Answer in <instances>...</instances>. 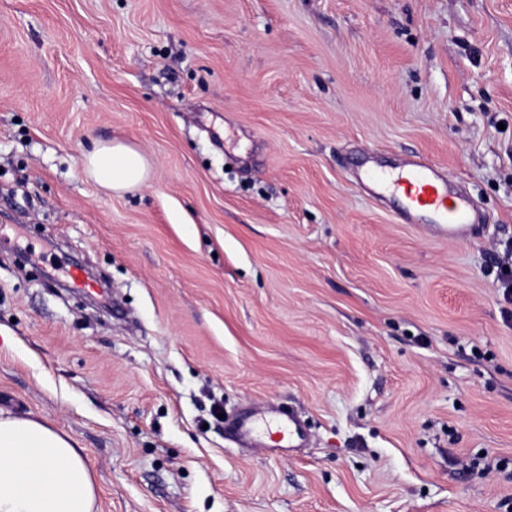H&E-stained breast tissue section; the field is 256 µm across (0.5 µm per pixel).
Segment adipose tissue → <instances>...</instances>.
Listing matches in <instances>:
<instances>
[{"label":"adipose tissue","instance_id":"obj_1","mask_svg":"<svg viewBox=\"0 0 512 512\" xmlns=\"http://www.w3.org/2000/svg\"><path fill=\"white\" fill-rule=\"evenodd\" d=\"M84 171L102 189L122 194L143 186L151 166L137 148L115 140L88 153ZM0 512H97L82 448L40 420L0 411Z\"/></svg>","mask_w":512,"mask_h":512}]
</instances>
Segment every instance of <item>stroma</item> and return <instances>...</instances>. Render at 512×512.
Masks as SVG:
<instances>
[{
  "mask_svg": "<svg viewBox=\"0 0 512 512\" xmlns=\"http://www.w3.org/2000/svg\"><path fill=\"white\" fill-rule=\"evenodd\" d=\"M112 140L139 191L85 176ZM415 156L467 238L360 186ZM509 245L512 0H0V408L99 512H501ZM277 409L303 446L232 435ZM84 172L102 189L122 194L143 186L150 178L151 166L137 148L115 140L86 155Z\"/></svg>",
  "mask_w": 512,
  "mask_h": 512,
  "instance_id": "35a3bbf8",
  "label": "stroma"
}]
</instances>
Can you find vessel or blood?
Returning <instances> with one entry per match:
<instances>
[{
  "label": "vessel or blood",
  "mask_w": 512,
  "mask_h": 512,
  "mask_svg": "<svg viewBox=\"0 0 512 512\" xmlns=\"http://www.w3.org/2000/svg\"><path fill=\"white\" fill-rule=\"evenodd\" d=\"M373 184L402 192L409 210L429 215L441 231L452 239L464 238L471 227V201L463 193L450 189L447 180L440 177L429 164L414 160L407 164L403 174L392 177L385 172L370 170ZM276 426L280 442L298 447L306 438L303 423L292 413L283 411L240 420L237 435L244 440L256 439L260 427Z\"/></svg>",
  "instance_id": "b4317fda"
}]
</instances>
